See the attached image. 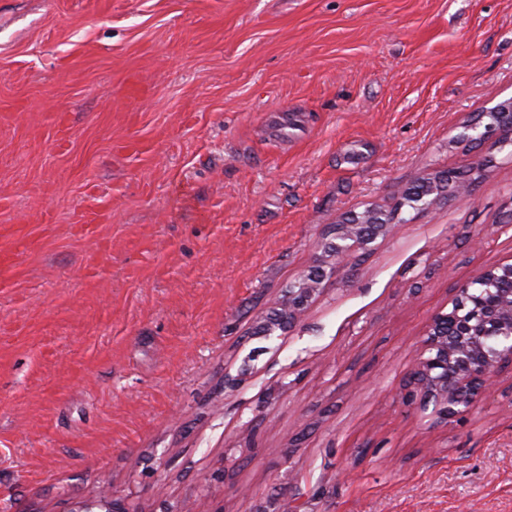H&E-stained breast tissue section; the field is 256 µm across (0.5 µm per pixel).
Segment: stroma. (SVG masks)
Returning <instances> with one entry per match:
<instances>
[{"mask_svg": "<svg viewBox=\"0 0 512 512\" xmlns=\"http://www.w3.org/2000/svg\"><path fill=\"white\" fill-rule=\"evenodd\" d=\"M512 0H0V512H512V368L430 428L431 316L512 263ZM257 334L350 213L437 171ZM489 111L494 112V121L487 120V112L467 121L464 128L469 133L462 135L463 141L478 146L490 144L491 147L512 143V99L497 104ZM472 183H473L472 180H466L464 182V186L460 185L453 178V175L448 172V179H447V175H445L444 179L441 180L442 187L438 192V196L435 198H432L426 204L419 202L415 205V207L417 209H423V208L426 209V208L432 206L436 202V200L440 201L442 199L448 200V198H459L462 196H469L472 191V188H471ZM316 278L310 276H302L294 282L291 288L297 289L296 292L289 291L288 296L279 303L285 309L288 320L285 323H290L288 327L294 323L305 311L309 300L313 294L308 295L303 289L299 288H321L324 280L320 279L319 274H314Z\"/></svg>", "mask_w": 512, "mask_h": 512, "instance_id": "1", "label": "stroma"}]
</instances>
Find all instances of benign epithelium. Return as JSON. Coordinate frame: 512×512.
Here are the masks:
<instances>
[{"label": "benign epithelium", "mask_w": 512, "mask_h": 512, "mask_svg": "<svg viewBox=\"0 0 512 512\" xmlns=\"http://www.w3.org/2000/svg\"><path fill=\"white\" fill-rule=\"evenodd\" d=\"M467 121L462 140L492 147L512 143V99ZM472 181L459 184L453 175L441 180L438 196L423 209L448 198L470 195ZM311 296L300 289L281 301L288 323L305 311ZM512 363V263L492 266L464 282L450 306L431 317L426 337L410 363L409 397L430 411L435 424H448L476 409L493 388V374L503 363Z\"/></svg>", "instance_id": "1"}]
</instances>
